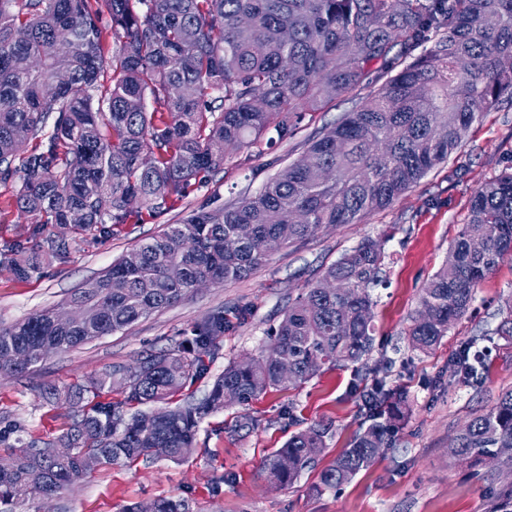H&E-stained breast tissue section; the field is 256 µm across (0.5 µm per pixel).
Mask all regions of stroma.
<instances>
[{
    "mask_svg": "<svg viewBox=\"0 0 512 512\" xmlns=\"http://www.w3.org/2000/svg\"><path fill=\"white\" fill-rule=\"evenodd\" d=\"M361 93L306 117L295 138L260 142L228 152L224 168L172 197L157 216L113 226L100 234L55 224L40 236L67 239L69 249L42 262L25 279L0 262V328L29 314L58 308L85 282L116 259L193 210H211L258 192L280 169L298 159L316 130L332 126L354 110ZM512 171V107L484 113L456 154L428 173L410 191L361 223L323 228L303 243L272 254L248 279L210 283L177 304L152 313L128 329L47 356L21 377H0V414L21 423L24 439L50 440L70 426L65 410L42 398L51 386L85 384L115 364L176 347L192 327L215 311L233 324L219 337V353L189 395L202 398L229 363L258 359L270 348V330L289 302L315 282L322 265L352 250L363 238L380 240L386 255L382 282L372 294L375 350L371 375L406 394L396 422L394 448L337 490L318 489L319 471L348 447L365 420L361 381L355 365L323 368L304 383L273 388L249 404H230L206 415L194 451L185 459L141 458L99 468L62 490L53 500L34 501V512H122L159 497L191 498L197 512H492L498 487L493 466L459 461L449 445L461 427L487 412L512 390V254L477 289L467 314L454 322L431 352L412 349L413 325L425 284L442 266L468 213L470 199L484 182ZM13 184H0V253L27 238L28 219L12 202ZM250 314L234 318L237 305ZM483 350L476 375L457 371L451 360L469 339ZM330 425L327 447L315 468L291 484L270 481V455L288 438L314 424Z\"/></svg>",
    "mask_w": 512,
    "mask_h": 512,
    "instance_id": "stroma-1",
    "label": "stroma"
}]
</instances>
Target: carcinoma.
<instances>
[{
  "mask_svg": "<svg viewBox=\"0 0 512 512\" xmlns=\"http://www.w3.org/2000/svg\"><path fill=\"white\" fill-rule=\"evenodd\" d=\"M112 19L115 70L98 84L103 12ZM428 45L425 54L415 50ZM31 66L20 71L15 60ZM512 0H0V183L21 181L18 212L33 224L76 230L126 224L141 210L156 215L200 177L223 169L225 147L250 149L271 132L283 141L302 120L335 100L373 84L362 104L307 140L309 162H292L261 190L211 211L190 214L113 262L70 296L87 315L71 326L53 308L0 329V376H21L49 354L126 329L170 307L202 279L249 277L270 256L266 242L286 248L323 227L359 224L390 205L428 172L448 161L485 112L512 102ZM69 83L54 97L45 87L56 71ZM180 121L170 123L172 114ZM32 147L15 136L38 137ZM139 198L141 209L126 206ZM512 240V172L481 184L448 258L424 288L410 330L414 349L428 352L468 311L479 286L504 258ZM49 237L27 254L11 249L20 279L40 268V256L66 252ZM379 241L363 239L324 267L285 312L270 350L275 357L224 367L204 398H187L152 418L125 406L163 403L200 379L216 340L228 327L216 311L196 324L174 350H160L134 366H112L89 384L51 387L44 399L73 413L53 440L0 428L13 465L0 467V512H23L86 477V455L99 466L155 456L183 460L195 447L201 420L226 406L246 405L284 384L279 358L304 383L326 366L362 364L375 348L372 289L381 283ZM342 280L347 289L324 284ZM471 339L454 359L466 375L482 356ZM125 401L90 404L112 381ZM404 393L373 379L364 394L366 420L334 462L320 473L321 489L350 482L384 450L394 447L392 411ZM329 428L316 424L288 438L268 463L269 478L291 483L315 464ZM72 449L66 460L52 449ZM462 461L496 460L502 487L495 512H512V391L472 418L452 439ZM155 512H196L189 498H160Z\"/></svg>",
  "mask_w": 512,
  "mask_h": 512,
  "instance_id": "carcinoma-1",
  "label": "carcinoma"
}]
</instances>
